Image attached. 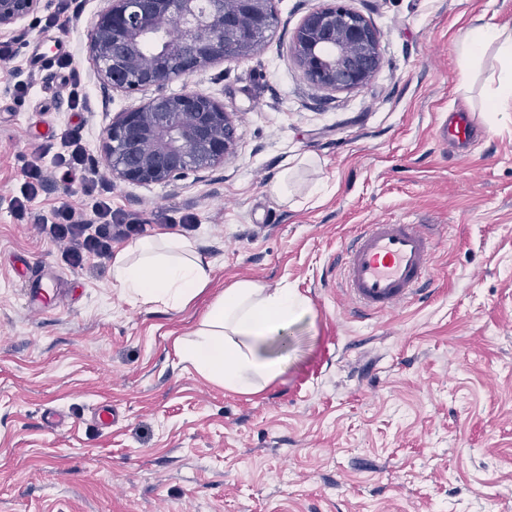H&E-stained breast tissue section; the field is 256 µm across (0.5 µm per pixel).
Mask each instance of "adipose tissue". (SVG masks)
I'll return each instance as SVG.
<instances>
[{
    "label": "adipose tissue",
    "mask_w": 512,
    "mask_h": 512,
    "mask_svg": "<svg viewBox=\"0 0 512 512\" xmlns=\"http://www.w3.org/2000/svg\"><path fill=\"white\" fill-rule=\"evenodd\" d=\"M465 63L495 51L499 73L485 109L503 112L512 105V28L481 23L464 30L455 46ZM216 264L204 257L195 240L184 236L146 237L116 253L111 287L135 304L183 309L212 280ZM309 308L306 297L285 288L239 281L210 306L182 356L199 374L225 388L250 392L281 372L269 351L271 338Z\"/></svg>",
    "instance_id": "ef3b65f1"
}]
</instances>
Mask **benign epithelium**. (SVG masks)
<instances>
[{"label":"benign epithelium","instance_id":"obj_1","mask_svg":"<svg viewBox=\"0 0 512 512\" xmlns=\"http://www.w3.org/2000/svg\"><path fill=\"white\" fill-rule=\"evenodd\" d=\"M274 0H106L89 35L101 83L133 93L187 79L253 54L276 21ZM47 0H0V37L14 35ZM310 83L325 91L364 88L381 68L380 34L344 0L308 12L291 40ZM224 105L200 91L159 94L118 113L100 149L112 177L150 185L224 164L235 152Z\"/></svg>","mask_w":512,"mask_h":512}]
</instances>
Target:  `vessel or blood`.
<instances>
[{
  "mask_svg": "<svg viewBox=\"0 0 512 512\" xmlns=\"http://www.w3.org/2000/svg\"><path fill=\"white\" fill-rule=\"evenodd\" d=\"M440 140L465 147L474 139L468 113H449ZM437 243L424 224H367L346 248L341 286L353 312H390L430 297L431 259Z\"/></svg>",
  "mask_w": 512,
  "mask_h": 512,
  "instance_id": "vessel-or-blood-1",
  "label": "vessel or blood"
}]
</instances>
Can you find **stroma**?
I'll return each instance as SVG.
<instances>
[{
	"label": "stroma",
	"instance_id": "stroma-1",
	"mask_svg": "<svg viewBox=\"0 0 512 512\" xmlns=\"http://www.w3.org/2000/svg\"><path fill=\"white\" fill-rule=\"evenodd\" d=\"M322 0H276L247 58L164 88L104 87L88 35L105 0H60L12 37L0 61V512H512V112L484 109L497 64L459 89L460 31L512 27V0H346L381 35L364 88L312 86L290 51ZM65 43L87 108L71 111L55 62ZM232 112L233 157L177 180H112L100 135L120 112L184 87ZM451 112L477 120L466 151L443 145ZM83 125L112 209L144 236L185 233L217 261L181 311L110 288L112 263L71 268L40 230L61 204L89 212L79 183L47 174L17 217L12 199L38 150ZM308 157L289 203L271 188ZM192 215L194 225L180 221ZM379 221L431 224L429 299L350 314L337 287L346 242ZM49 283L32 311L26 280ZM240 280L309 301L285 328L282 372L238 392L199 375L180 349L217 295ZM108 405L117 423L96 411Z\"/></svg>",
	"mask_w": 512,
	"mask_h": 512
}]
</instances>
